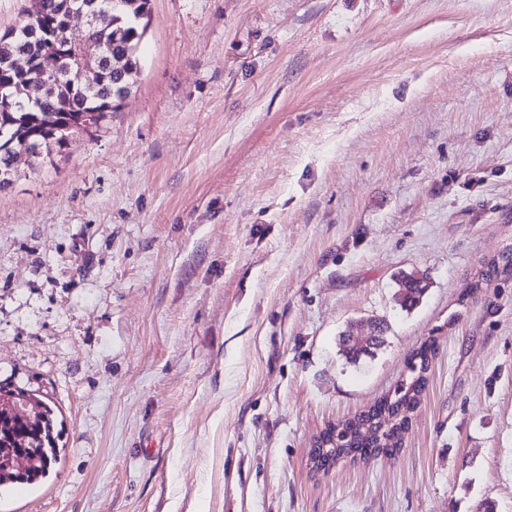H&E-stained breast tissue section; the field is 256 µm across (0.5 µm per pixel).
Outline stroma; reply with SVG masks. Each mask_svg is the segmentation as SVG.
<instances>
[{"instance_id":"35a3bbf8","label":"stroma","mask_w":512,"mask_h":512,"mask_svg":"<svg viewBox=\"0 0 512 512\" xmlns=\"http://www.w3.org/2000/svg\"><path fill=\"white\" fill-rule=\"evenodd\" d=\"M138 53L0 189V381L60 434L0 512H512V0H150ZM429 339L400 451L314 472ZM96 114L92 113H80L75 115V119L72 120L68 127L65 129L66 131L73 129L75 126H81V128L90 129L94 126L96 121ZM32 130L34 132V136L30 138V146L33 149L39 148L48 155L53 151V147L56 148L57 152H61V150L67 146L65 141V135L69 134L66 131H61L57 133V138L50 143L45 142L42 137L41 126H33ZM426 284H424V278L417 272H412L403 275L399 279V287L402 296V303L405 307L412 308L419 303L420 298L423 296L426 290ZM349 331V330H348ZM348 331L342 337V351L348 361L356 362L363 355L372 354L377 348L385 343L386 327L381 321H375L376 334L364 341H353L349 338Z\"/></svg>"}]
</instances>
